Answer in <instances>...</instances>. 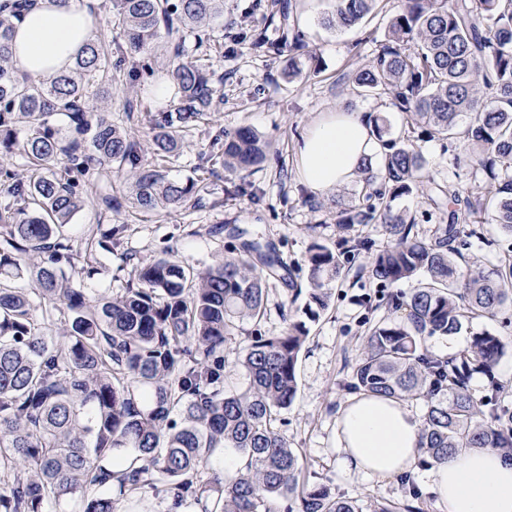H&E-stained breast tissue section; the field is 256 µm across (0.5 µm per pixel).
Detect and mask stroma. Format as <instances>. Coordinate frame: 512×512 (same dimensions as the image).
<instances>
[{"label": "stroma", "instance_id": "stroma-1", "mask_svg": "<svg viewBox=\"0 0 512 512\" xmlns=\"http://www.w3.org/2000/svg\"><path fill=\"white\" fill-rule=\"evenodd\" d=\"M290 1L304 34L307 56L301 74L294 78L285 72L287 53L259 51L250 42L234 39L235 34L252 30L278 39L279 32L270 19L283 0H224V45L211 47L201 58L221 80L224 109L212 124L196 133L171 166L174 177L194 176L200 152L219 129L250 127L270 145L267 162L250 176L254 195L228 197V190L239 184L240 175L218 165L207 179L209 192L198 206L171 214L145 213L126 199L120 211L113 212L101 201L102 195L112 191V175L107 172L97 177L99 196H86L83 208L68 226L77 247L84 246L93 231L116 224L126 227L111 253L99 255L94 273L77 267L66 271L74 286L84 289L91 298L122 294L133 265L162 256L201 267L221 261L239 246L238 240L228 235L231 225L275 243L293 280L269 279L262 320L242 322L235 338L225 344L224 361L231 368L227 383L231 386L245 381L237 365L239 346L258 334H279L289 313L303 307L304 298L295 297L292 287L308 283L310 246L319 236L335 242L340 207L348 205L362 189L358 180L338 188L333 204L327 196L308 190L297 170L296 143L300 135L321 113L337 106L367 116H387L397 130L404 123L391 95L359 92L353 82L355 74L375 55L398 0H384L380 13L364 29L339 31L327 29L322 23L326 0ZM163 60L160 54L148 61L140 57L126 59L123 79L98 87L94 98L98 111L120 121L132 88L139 95L142 112L165 106V99L157 96L154 83L144 71L145 65L157 68ZM415 134V144L428 161L436 184L453 185L472 197L481 194L482 172L473 168L458 172L450 163L453 155L465 153V143L442 140L421 128ZM510 253L512 238L505 236L498 225L477 223L461 263L487 270ZM367 260L364 252L342 256L343 276L332 289L329 309L309 325L297 365V395L282 414L279 429L292 448L302 454L309 483L355 498L363 512H372L378 501L400 499L402 482L397 478L379 481L354 472L337 441L339 413L350 396L346 382L362 351L365 332L369 325L391 314L387 289L372 282L364 270ZM485 328L499 333L505 344L494 375L502 386L501 402L512 406V326L505 328L500 320L479 318L472 321L470 330L429 338L427 347L436 355L453 357L466 349L472 332Z\"/></svg>", "mask_w": 512, "mask_h": 512}]
</instances>
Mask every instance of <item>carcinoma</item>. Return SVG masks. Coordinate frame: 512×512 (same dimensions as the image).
Masks as SVG:
<instances>
[{
	"label": "carcinoma",
	"mask_w": 512,
	"mask_h": 512,
	"mask_svg": "<svg viewBox=\"0 0 512 512\" xmlns=\"http://www.w3.org/2000/svg\"><path fill=\"white\" fill-rule=\"evenodd\" d=\"M323 24L362 25L380 0H328ZM105 18L120 30L114 45L98 37L72 67L39 80L19 75L10 41L31 0H0V186L13 203L0 209V512H52L53 504L82 496L81 512H117L121 500L145 489L165 493L174 508L200 512H362L356 501L305 481L303 459L277 421L298 391L297 364L309 329L291 320L277 336H254L238 362L246 382L225 388L224 344L239 323L265 313L266 282L279 261L256 236L239 252L199 268L160 257L135 266L125 292L91 299L62 266H88L112 253L119 225L90 247L76 248L64 227L83 206L72 173L111 171L143 212L193 207L208 190L205 179L177 181L167 163L187 137L221 111L224 93L203 65L188 61V43H224V0H111ZM280 44L296 52L288 77L302 70L305 47L291 5L280 10ZM163 43L168 65L160 81L173 85L172 112H147L153 161L140 142L101 116L94 88L112 79L126 56ZM354 82L366 93H389L411 125L443 139L463 141L465 163L486 176L480 200L434 182L413 140L394 135L382 116L368 117L383 152V174L367 165L370 191L339 212L342 250L320 240L309 248V288L302 313L314 320L328 308L330 285L342 274L340 256L372 251L371 280L413 283L392 294L400 316L371 324L347 388L384 399L421 400L422 462H447L462 448H495L512 458V409L491 381L478 399L468 382L492 375L504 342L472 333L452 358L431 353L427 339L460 333L471 319L497 318L512 306V257L490 271L457 263L465 226L486 214L512 237V0H402L371 64ZM62 117L76 136L64 137ZM255 131L224 128L200 153L205 162L250 172L266 160ZM26 159L20 173L2 165ZM446 199L448 223L433 233L392 208L396 198L420 192L435 206ZM377 224L386 244L374 251L356 228ZM30 276L37 288H18ZM64 319L62 335L50 322ZM246 464L224 475V452ZM373 512H423L419 493L376 503Z\"/></svg>",
	"instance_id": "carcinoma-1"
}]
</instances>
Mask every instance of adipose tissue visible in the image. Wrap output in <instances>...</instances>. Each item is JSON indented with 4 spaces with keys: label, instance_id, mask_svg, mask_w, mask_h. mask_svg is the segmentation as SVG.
I'll return each mask as SVG.
<instances>
[{
    "label": "adipose tissue",
    "instance_id": "ef3b65f1",
    "mask_svg": "<svg viewBox=\"0 0 512 512\" xmlns=\"http://www.w3.org/2000/svg\"><path fill=\"white\" fill-rule=\"evenodd\" d=\"M95 33L90 9L80 0H36L14 29L12 65L33 79L65 71ZM380 154L365 118L335 109L302 135L298 172L322 195L358 177L362 162ZM419 429L404 402L358 395L340 413L339 446L356 472L387 480L413 468ZM428 484L445 512H512V462L496 449L459 451L431 468Z\"/></svg>",
    "mask_w": 512,
    "mask_h": 512
}]
</instances>
